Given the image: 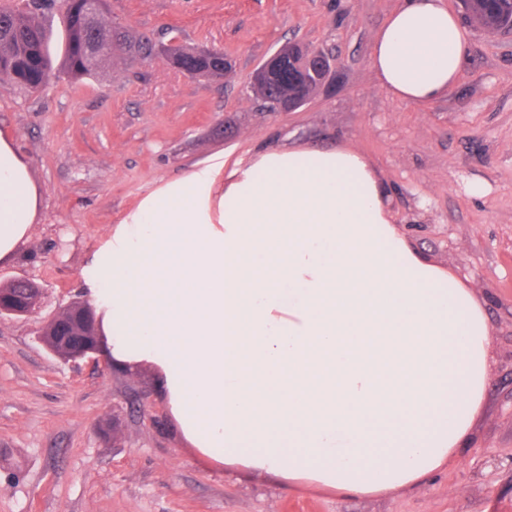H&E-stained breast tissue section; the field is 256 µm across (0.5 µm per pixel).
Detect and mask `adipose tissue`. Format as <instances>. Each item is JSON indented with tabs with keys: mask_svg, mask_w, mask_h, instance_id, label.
Listing matches in <instances>:
<instances>
[{
	"mask_svg": "<svg viewBox=\"0 0 512 512\" xmlns=\"http://www.w3.org/2000/svg\"><path fill=\"white\" fill-rule=\"evenodd\" d=\"M469 33L444 0H401L370 64L392 98L456 85ZM371 161L294 146L145 196L84 274L104 357L159 375L184 440L291 488L390 497L456 462L487 391L486 306L396 225ZM43 219L0 131V263Z\"/></svg>",
	"mask_w": 512,
	"mask_h": 512,
	"instance_id": "ef3b65f1",
	"label": "adipose tissue"
}]
</instances>
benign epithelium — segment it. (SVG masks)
Here are the masks:
<instances>
[{"label": "benign epithelium", "instance_id": "1", "mask_svg": "<svg viewBox=\"0 0 512 512\" xmlns=\"http://www.w3.org/2000/svg\"><path fill=\"white\" fill-rule=\"evenodd\" d=\"M288 60L302 74L311 75L316 88H323L329 83L333 63L322 51L301 44H290ZM24 282L29 288L19 298L0 290V317H26L37 313L43 307L45 289L30 278L24 279ZM82 311L80 301L69 302L61 314L51 320L52 327L60 330V333L50 336V329L46 327L38 334L39 341L63 360L90 358L99 352L96 326L88 320L81 319Z\"/></svg>", "mask_w": 512, "mask_h": 512}]
</instances>
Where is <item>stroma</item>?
I'll return each instance as SVG.
<instances>
[{
  "instance_id": "obj_1",
  "label": "stroma",
  "mask_w": 512,
  "mask_h": 512,
  "mask_svg": "<svg viewBox=\"0 0 512 512\" xmlns=\"http://www.w3.org/2000/svg\"><path fill=\"white\" fill-rule=\"evenodd\" d=\"M398 0H109L138 37L223 51L229 76L190 78L163 58L107 62L36 93L0 79L9 131L43 195V222L0 284L39 282L32 317L0 318V512H512V35L471 30L468 60L429 105L392 99L369 65ZM299 42L331 53L332 83L293 112H264L255 68ZM223 123L224 134L212 133ZM350 145L373 163L401 229L487 305L489 386L459 463L387 500L343 499L209 461L171 418L156 372L103 357L68 362L39 329L84 297L111 225L165 183L264 146ZM116 418L114 435L100 426Z\"/></svg>"
}]
</instances>
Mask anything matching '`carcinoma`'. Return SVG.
<instances>
[{
  "label": "carcinoma",
  "instance_id": "cac0c4a2",
  "mask_svg": "<svg viewBox=\"0 0 512 512\" xmlns=\"http://www.w3.org/2000/svg\"><path fill=\"white\" fill-rule=\"evenodd\" d=\"M463 7L466 22L482 31L493 30L499 21L512 16V0H464ZM53 9L61 13L64 36L63 54L57 60L48 49V13ZM166 47L177 53L180 69L195 78H222L232 70L230 59L221 50L201 55L196 48L176 43L174 37ZM156 51L153 40L130 36L109 21L106 11L85 14L80 0H26L17 8H0V77L29 93L42 90L60 72L84 81L96 77L116 56L146 61ZM250 89L260 110L275 112L282 102L313 93L314 85L281 62L250 83Z\"/></svg>",
  "mask_w": 512,
  "mask_h": 512
}]
</instances>
